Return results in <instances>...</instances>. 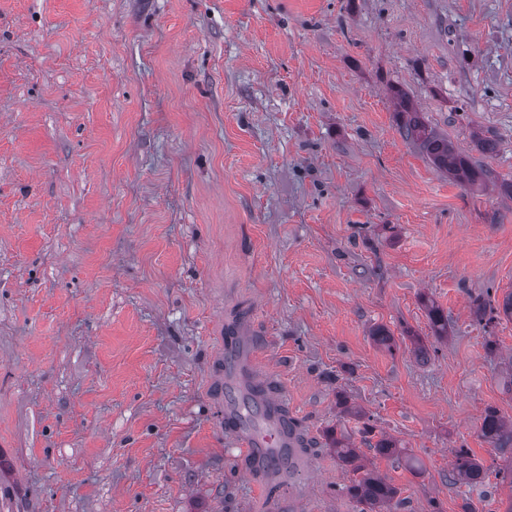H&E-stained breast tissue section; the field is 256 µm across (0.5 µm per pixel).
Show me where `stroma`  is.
Returning a JSON list of instances; mask_svg holds the SVG:
<instances>
[{"instance_id": "stroma-1", "label": "stroma", "mask_w": 512, "mask_h": 512, "mask_svg": "<svg viewBox=\"0 0 512 512\" xmlns=\"http://www.w3.org/2000/svg\"><path fill=\"white\" fill-rule=\"evenodd\" d=\"M510 182L512 0H0V512H268L216 399L236 319L313 436L299 512H359L336 432L400 512H507L512 320L473 301L512 291ZM392 97L405 137L416 143L439 171L472 186L495 178L490 168H473L463 154L448 142V138L441 136L425 121L402 90L394 89ZM480 433L494 448L512 458V419L505 420L498 410L488 409L482 418ZM448 478L453 484L473 487L484 482L485 470L468 448H459Z\"/></svg>"}]
</instances>
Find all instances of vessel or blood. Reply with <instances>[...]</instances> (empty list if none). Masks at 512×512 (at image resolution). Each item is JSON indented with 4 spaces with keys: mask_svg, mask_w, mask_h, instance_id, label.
Wrapping results in <instances>:
<instances>
[{
    "mask_svg": "<svg viewBox=\"0 0 512 512\" xmlns=\"http://www.w3.org/2000/svg\"><path fill=\"white\" fill-rule=\"evenodd\" d=\"M219 377L224 434L240 448L242 466L279 512L275 488L305 468L309 438L294 424L274 377L259 370L256 338L247 325L230 328Z\"/></svg>",
    "mask_w": 512,
    "mask_h": 512,
    "instance_id": "obj_1",
    "label": "vessel or blood"
}]
</instances>
